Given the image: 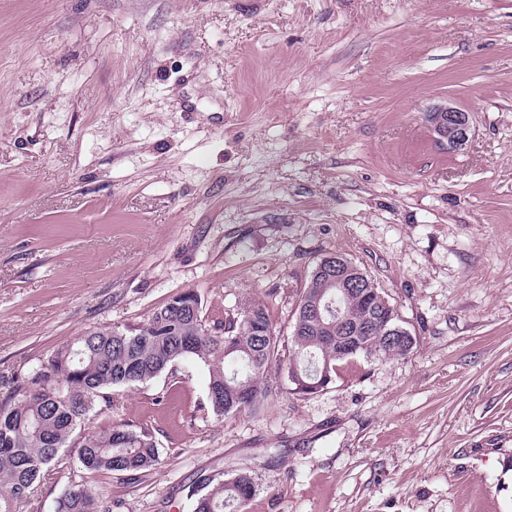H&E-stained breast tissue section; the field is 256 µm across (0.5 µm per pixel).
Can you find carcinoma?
Instances as JSON below:
<instances>
[{
  "label": "carcinoma",
  "instance_id": "cac0c4a2",
  "mask_svg": "<svg viewBox=\"0 0 512 512\" xmlns=\"http://www.w3.org/2000/svg\"><path fill=\"white\" fill-rule=\"evenodd\" d=\"M336 292L318 280H309L298 303L315 300L336 308ZM375 298L356 289L349 299L351 318L359 320L375 312ZM291 334L292 358L288 375L299 374L319 381L323 368L336 367L342 357L338 338L357 345L355 356L389 359L408 354L414 343L390 339L388 324L376 323L371 331L356 326L341 334L336 315L322 311ZM193 358L209 372L208 402L212 413L223 418L262 410L272 388L267 377L281 368L279 340L266 303L253 301L236 314L207 323L200 295L184 290L151 312L135 327L89 328L75 341L57 347L37 365L0 385V512H14V503L36 500L37 487L50 469L64 471L62 452L77 446L80 468L91 472L130 473L140 481L159 464V449L151 433L128 424H113L88 435L79 432L100 402H110L114 387L132 386L156 378L182 359ZM192 512H245L255 495L246 473L227 483L199 481ZM56 512H112L87 485L69 483L57 500Z\"/></svg>",
  "mask_w": 512,
  "mask_h": 512
}]
</instances>
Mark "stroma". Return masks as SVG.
<instances>
[{
    "label": "stroma",
    "mask_w": 512,
    "mask_h": 512,
    "mask_svg": "<svg viewBox=\"0 0 512 512\" xmlns=\"http://www.w3.org/2000/svg\"><path fill=\"white\" fill-rule=\"evenodd\" d=\"M472 115L463 150L427 112ZM371 276L412 351L214 417L193 360L112 391L93 432L150 431L143 481H68L112 512H512V0H0V382L180 291L263 300L292 356L325 253ZM211 483L209 478L199 481L200 489L190 496L193 512H244L255 495L253 481L246 473L237 474L227 483Z\"/></svg>",
    "instance_id": "obj_1"
}]
</instances>
